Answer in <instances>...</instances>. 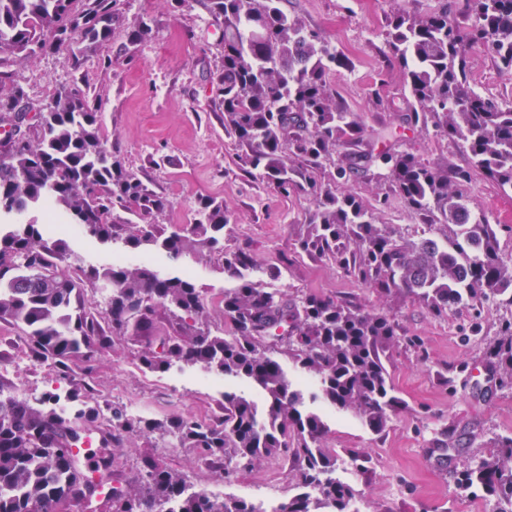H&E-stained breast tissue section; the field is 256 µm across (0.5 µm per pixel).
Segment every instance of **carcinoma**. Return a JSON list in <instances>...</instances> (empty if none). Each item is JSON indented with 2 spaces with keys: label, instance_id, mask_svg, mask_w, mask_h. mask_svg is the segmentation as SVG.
Returning <instances> with one entry per match:
<instances>
[{
  "label": "carcinoma",
  "instance_id": "1",
  "mask_svg": "<svg viewBox=\"0 0 512 512\" xmlns=\"http://www.w3.org/2000/svg\"><path fill=\"white\" fill-rule=\"evenodd\" d=\"M222 29V68L212 77L224 103V128L242 147L241 168L281 193L308 189L315 209L300 249L334 258L375 291L408 297L440 314L458 305L492 302L512 307V258L501 254L495 226L483 213L468 221L471 200L465 176L445 164L412 154L385 158V179L429 219L410 236L378 224L351 196L317 187L313 174L338 176L367 163L371 154H343L359 146L363 130L353 113L336 103L328 75L336 53L316 32L288 13L281 0H200ZM123 0H0V320L26 334L35 359L62 374L76 358L91 359L111 337L138 346L143 368L166 372L200 368L262 388L267 406L224 392L221 413L205 420L135 417L112 408L91 466L107 479L114 454L131 437L193 448L219 476L241 463L254 465L284 455L297 468L300 492L275 512H360L353 488L336 479V454L321 440L320 414L300 409L278 356L316 379L312 400L353 412L371 430L383 428L405 402L386 367L398 343L394 318L333 297L291 298L266 288L247 271L253 253L228 247L231 216L216 199L201 203L199 218L171 232L156 218L168 202L129 172L99 134L100 112L77 83L60 87L49 105L28 100L19 70L47 52L61 53L71 68L83 54L111 40L123 18ZM388 47L406 72L408 125L432 126L461 146L484 176L512 189V105L477 93L467 83V57L485 45L512 71V0H469L467 23L446 12L397 9ZM35 122H30L29 114ZM49 206L59 224H76L104 243L138 252L164 249L183 255L217 252L236 287L224 290L223 328L212 330L209 311L193 278L163 277L149 264L92 265L69 245V236L47 235L36 219L14 223L13 214ZM100 294L101 322L85 304ZM485 354L498 386L512 390V318ZM95 407L71 406L63 415L56 394L27 399L0 388V512H64L93 497L96 486L79 476L70 445L98 422ZM497 453L471 458L457 487L508 503L512 512V435L496 438ZM112 512H260L253 502L222 501L186 493L183 477L153 458L142 461L128 482L107 496Z\"/></svg>",
  "mask_w": 512,
  "mask_h": 512
}]
</instances>
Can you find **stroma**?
Returning a JSON list of instances; mask_svg holds the SVG:
<instances>
[{"label": "stroma", "instance_id": "35a3bbf8", "mask_svg": "<svg viewBox=\"0 0 512 512\" xmlns=\"http://www.w3.org/2000/svg\"><path fill=\"white\" fill-rule=\"evenodd\" d=\"M398 5L420 12L444 7L450 21L465 19L466 0H283L289 13L336 49L331 87L354 113L373 155L369 169L351 173L335 184L336 190L360 198L378 223L411 234L424 219L382 179V157L409 151L446 164L466 174L467 195L496 224L501 250L512 256V191L488 180L467 152L433 129L407 127L399 120L405 74L386 43L389 16ZM142 21L150 33L132 40V30ZM221 39V30L197 0H124V17L113 26L111 41L87 51L79 70L47 53L20 74L37 105L48 104L58 87L72 82L90 101L101 103V138L127 169L169 202L159 223L173 224L177 211L182 223H193L200 199L218 198L236 224L234 244L252 249L260 266L284 267L283 276L273 282L282 293L333 296L391 315L401 338L387 366L405 407L378 433L353 417L330 414L323 445L342 460L352 451L362 456L363 469L350 479L362 512H462L457 470L469 457L491 455L497 436L512 434V390L499 389L483 356L484 346L498 338L503 321L512 317V307L489 303L477 314L462 305L437 315L408 298L378 297L334 261L300 252L298 238L313 199L300 191L281 195L239 167V148L224 129V109L211 81L223 64ZM468 79L485 95L512 105V75L501 73L487 47L471 48ZM151 263L164 273L194 269L195 283L212 308L211 325L221 326L215 304L234 281L216 256L174 261L155 251ZM475 322L481 325L477 338L470 332ZM27 350L22 330L0 322V387L20 397L64 391L69 383L84 381L92 388L87 401L103 411L135 402L140 414L158 419L209 418L218 414L224 398L220 377L199 378L191 370L142 371L136 346L124 339L91 361H74L66 381L27 357ZM449 376L454 386H447ZM439 439L450 447L444 470L427 453ZM119 455L117 468L127 480L143 458L153 457L182 474L188 485H210L220 495L280 502L295 492L296 471L281 459L238 471L226 482L191 448H165L137 437Z\"/></svg>", "mask_w": 512, "mask_h": 512}]
</instances>
